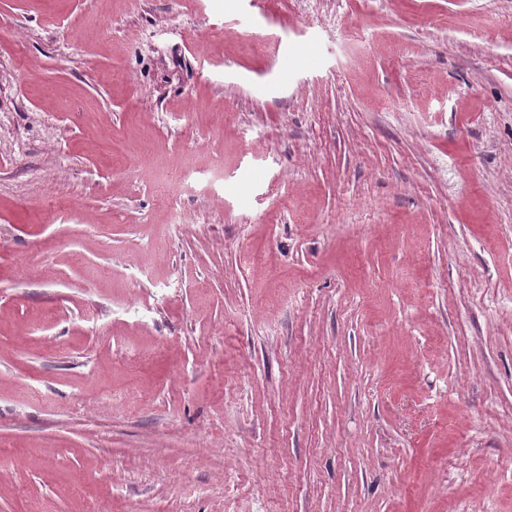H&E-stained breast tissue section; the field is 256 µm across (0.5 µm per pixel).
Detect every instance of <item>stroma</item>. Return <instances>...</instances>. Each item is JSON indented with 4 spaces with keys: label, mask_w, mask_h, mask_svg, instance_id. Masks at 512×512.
I'll return each instance as SVG.
<instances>
[{
    "label": "stroma",
    "mask_w": 512,
    "mask_h": 512,
    "mask_svg": "<svg viewBox=\"0 0 512 512\" xmlns=\"http://www.w3.org/2000/svg\"><path fill=\"white\" fill-rule=\"evenodd\" d=\"M511 16L0 0V512H512Z\"/></svg>",
    "instance_id": "1"
}]
</instances>
